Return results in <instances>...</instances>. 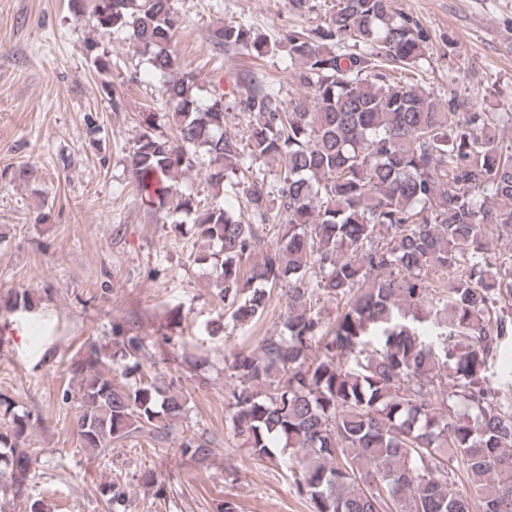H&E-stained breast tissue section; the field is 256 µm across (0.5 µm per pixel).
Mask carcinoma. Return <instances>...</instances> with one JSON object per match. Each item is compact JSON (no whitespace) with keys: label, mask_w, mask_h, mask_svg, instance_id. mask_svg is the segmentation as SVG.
Returning <instances> with one entry per match:
<instances>
[{"label":"carcinoma","mask_w":512,"mask_h":512,"mask_svg":"<svg viewBox=\"0 0 512 512\" xmlns=\"http://www.w3.org/2000/svg\"><path fill=\"white\" fill-rule=\"evenodd\" d=\"M92 2L100 36L125 34L155 73L176 69L173 0ZM429 41L393 0H336L328 23L288 38V67L310 94L286 102L250 79L230 104L218 87L204 101L187 71L162 90L175 136L155 134L148 112L128 151L142 203L175 223L192 219L217 247L200 260L234 322L258 319L272 290L286 296L281 335L224 358L236 380L228 408L248 456L296 467L295 489L314 512H472L474 494L481 512H512V393L485 374L512 337V255L488 248L512 232V146L501 140L512 113L394 81ZM211 43L275 50L241 23L215 29ZM96 48L90 60L107 88L112 59ZM229 109L247 116L246 140L224 132ZM247 159L275 163L277 178L244 190L275 238L245 275L258 227L178 180L205 161L220 187ZM321 299L336 305L335 323ZM425 328L441 339H425ZM113 334L111 347L90 344L71 366L74 432L91 455L133 434L165 441L183 412L167 377L144 372L143 338ZM29 427L1 398L0 490L42 512L28 496L33 458L18 448ZM180 447L197 461L211 455L202 434Z\"/></svg>","instance_id":"carcinoma-1"}]
</instances>
